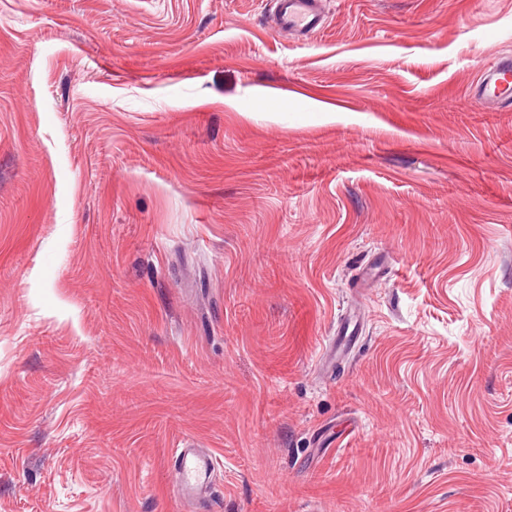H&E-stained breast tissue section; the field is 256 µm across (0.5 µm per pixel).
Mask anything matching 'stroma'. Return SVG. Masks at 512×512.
Segmentation results:
<instances>
[{
    "label": "stroma",
    "instance_id": "35a3bbf8",
    "mask_svg": "<svg viewBox=\"0 0 512 512\" xmlns=\"http://www.w3.org/2000/svg\"><path fill=\"white\" fill-rule=\"evenodd\" d=\"M324 3L0 0V512H512V0ZM321 0H271L270 22L280 34L313 32L325 23ZM475 97L493 107L512 105V56L499 58L486 72ZM182 445L175 458L177 492L179 497L192 500L198 498L211 484L216 459L188 441H183Z\"/></svg>",
    "mask_w": 512,
    "mask_h": 512
}]
</instances>
